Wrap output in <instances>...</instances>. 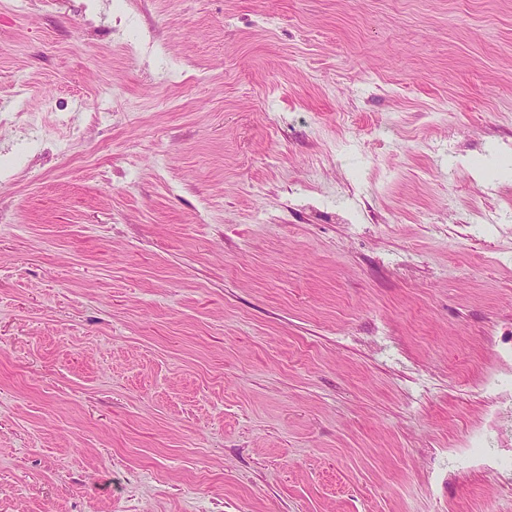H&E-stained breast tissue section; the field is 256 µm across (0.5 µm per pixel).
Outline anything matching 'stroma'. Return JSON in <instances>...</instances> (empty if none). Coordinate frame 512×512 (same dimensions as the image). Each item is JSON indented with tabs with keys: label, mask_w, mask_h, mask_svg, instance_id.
I'll return each mask as SVG.
<instances>
[{
	"label": "stroma",
	"mask_w": 512,
	"mask_h": 512,
	"mask_svg": "<svg viewBox=\"0 0 512 512\" xmlns=\"http://www.w3.org/2000/svg\"><path fill=\"white\" fill-rule=\"evenodd\" d=\"M0 512H512V0H0Z\"/></svg>",
	"instance_id": "1"
}]
</instances>
